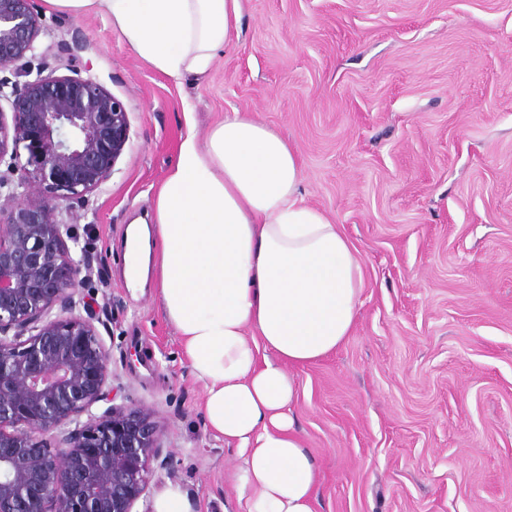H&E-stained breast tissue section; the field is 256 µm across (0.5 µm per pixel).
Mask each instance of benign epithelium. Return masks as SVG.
I'll use <instances>...</instances> for the list:
<instances>
[{"instance_id": "1", "label": "benign epithelium", "mask_w": 512, "mask_h": 512, "mask_svg": "<svg viewBox=\"0 0 512 512\" xmlns=\"http://www.w3.org/2000/svg\"><path fill=\"white\" fill-rule=\"evenodd\" d=\"M40 32L35 0H0V71L23 79L0 110V512H132L167 460L151 414L112 403L90 261L59 218L112 178L130 121L93 75L32 72Z\"/></svg>"}]
</instances>
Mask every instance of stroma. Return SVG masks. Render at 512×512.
<instances>
[{"mask_svg":"<svg viewBox=\"0 0 512 512\" xmlns=\"http://www.w3.org/2000/svg\"><path fill=\"white\" fill-rule=\"evenodd\" d=\"M243 32L174 83L96 11H47L45 57L90 70L130 138L89 207L63 219L96 255L91 302L110 387L149 410L169 489L193 512H242L235 449L203 424V387L154 288L122 275L187 128L251 113L295 148L308 204L363 263L335 352L297 370L315 512H512V0H242Z\"/></svg>","mask_w":512,"mask_h":512,"instance_id":"35a3bbf8","label":"stroma"}]
</instances>
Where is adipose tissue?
Segmentation results:
<instances>
[{
  "instance_id": "adipose-tissue-1",
  "label": "adipose tissue",
  "mask_w": 512,
  "mask_h": 512,
  "mask_svg": "<svg viewBox=\"0 0 512 512\" xmlns=\"http://www.w3.org/2000/svg\"><path fill=\"white\" fill-rule=\"evenodd\" d=\"M95 10L173 81L207 73L240 36L242 0H45ZM294 148L234 111L206 140L187 130L154 199L129 227L134 277L153 273L166 319L204 389L208 429L240 458L246 512H315V459L296 427L295 369L336 351L361 305V262L339 225L306 203Z\"/></svg>"
}]
</instances>
